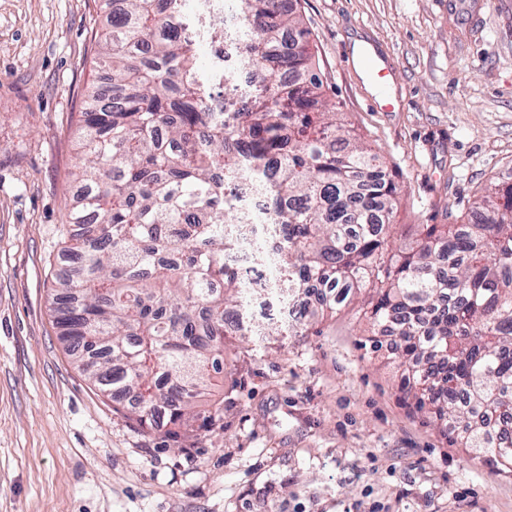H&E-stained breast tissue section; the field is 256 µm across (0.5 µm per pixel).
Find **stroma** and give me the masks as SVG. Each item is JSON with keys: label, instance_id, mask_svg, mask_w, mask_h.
Returning <instances> with one entry per match:
<instances>
[{"label": "stroma", "instance_id": "obj_1", "mask_svg": "<svg viewBox=\"0 0 512 512\" xmlns=\"http://www.w3.org/2000/svg\"><path fill=\"white\" fill-rule=\"evenodd\" d=\"M328 95L399 184L390 252L459 222L512 172V0H292ZM104 0H0V512H512L477 459L401 386L370 290L309 334L224 350V424L191 444L142 431L61 339L66 214L83 190L81 112L105 74ZM389 57L391 112L357 61Z\"/></svg>", "mask_w": 512, "mask_h": 512}]
</instances>
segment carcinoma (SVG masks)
I'll return each instance as SVG.
<instances>
[{
	"label": "carcinoma",
	"instance_id": "cac0c4a2",
	"mask_svg": "<svg viewBox=\"0 0 512 512\" xmlns=\"http://www.w3.org/2000/svg\"><path fill=\"white\" fill-rule=\"evenodd\" d=\"M239 47L258 88L224 77L231 112L214 98L186 34V0H112L98 44L110 95H91L79 143L85 193L70 224L92 233L64 253L55 320L80 360H100L94 385L136 422L174 442L214 428L224 398L199 396L224 377V339L244 335V276L234 246L244 176L273 186L285 236L272 269L309 322L310 285L336 311L370 288L373 325L399 336L418 410L487 464L512 472V184H492L458 224H423L417 246L387 256L398 188L380 156L336 121L316 72L309 30L283 0H234Z\"/></svg>",
	"mask_w": 512,
	"mask_h": 512
}]
</instances>
